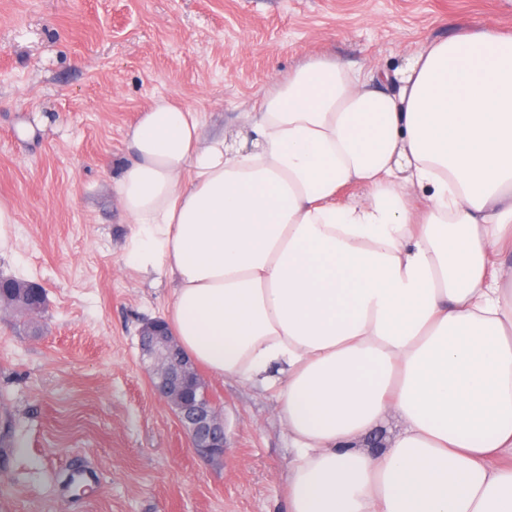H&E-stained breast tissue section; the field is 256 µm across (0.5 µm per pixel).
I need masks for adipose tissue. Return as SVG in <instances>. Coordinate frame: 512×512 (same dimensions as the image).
I'll use <instances>...</instances> for the list:
<instances>
[{
    "label": "adipose tissue",
    "instance_id": "obj_1",
    "mask_svg": "<svg viewBox=\"0 0 512 512\" xmlns=\"http://www.w3.org/2000/svg\"><path fill=\"white\" fill-rule=\"evenodd\" d=\"M245 122L237 147L154 98L114 191L185 353L276 390L288 512H512V34L312 58Z\"/></svg>",
    "mask_w": 512,
    "mask_h": 512
}]
</instances>
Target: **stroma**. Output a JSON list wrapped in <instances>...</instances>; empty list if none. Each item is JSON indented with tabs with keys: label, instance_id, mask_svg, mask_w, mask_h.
Here are the masks:
<instances>
[{
	"label": "stroma",
	"instance_id": "1",
	"mask_svg": "<svg viewBox=\"0 0 512 512\" xmlns=\"http://www.w3.org/2000/svg\"><path fill=\"white\" fill-rule=\"evenodd\" d=\"M487 27L512 32V0H0V201L18 220L0 277L48 300L34 325L0 306V512H286L273 392L202 371L218 459L150 392L139 332L172 283L123 264L126 132L165 95L232 135L309 57L391 71Z\"/></svg>",
	"mask_w": 512,
	"mask_h": 512
}]
</instances>
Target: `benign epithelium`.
<instances>
[{
  "instance_id": "obj_1",
  "label": "benign epithelium",
  "mask_w": 512,
  "mask_h": 512,
  "mask_svg": "<svg viewBox=\"0 0 512 512\" xmlns=\"http://www.w3.org/2000/svg\"><path fill=\"white\" fill-rule=\"evenodd\" d=\"M143 356L154 397L167 404L183 427L190 447L204 457L224 453V423L212 405V396L190 373V364L168 329L153 321L143 330Z\"/></svg>"
}]
</instances>
